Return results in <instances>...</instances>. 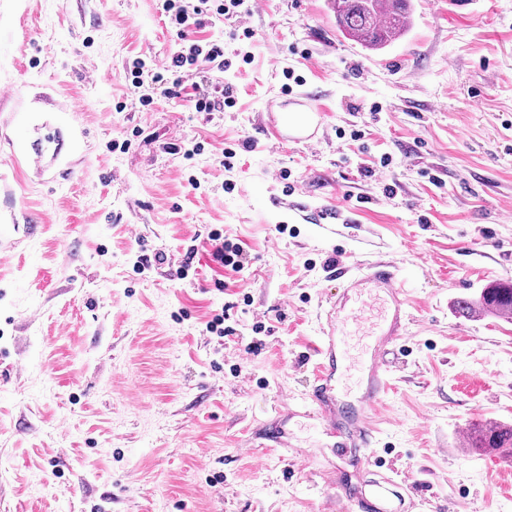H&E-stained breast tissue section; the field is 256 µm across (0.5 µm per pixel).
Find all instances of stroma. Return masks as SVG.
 I'll return each instance as SVG.
<instances>
[{
    "mask_svg": "<svg viewBox=\"0 0 512 512\" xmlns=\"http://www.w3.org/2000/svg\"><path fill=\"white\" fill-rule=\"evenodd\" d=\"M456 2L411 0L407 34L369 52L328 0H268L203 32L253 57L223 73L235 107L158 93L146 112L124 65L171 53L157 0H0V86H32V121L74 167L60 186L30 175L37 234L0 220L19 242L0 255V512H338L336 439L288 406L310 390L335 268L392 257L411 316L374 459L433 512H512V466L458 449L464 423H512V318L456 309L512 280V0ZM286 68L326 114L319 143L267 138ZM73 102L78 143L58 120ZM277 198L348 221L292 223ZM215 228L244 274L213 262ZM219 310L222 338L205 331Z\"/></svg>",
    "mask_w": 512,
    "mask_h": 512,
    "instance_id": "1",
    "label": "stroma"
}]
</instances>
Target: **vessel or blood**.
<instances>
[{
  "instance_id": "vessel-or-blood-1",
  "label": "vessel or blood",
  "mask_w": 512,
  "mask_h": 512,
  "mask_svg": "<svg viewBox=\"0 0 512 512\" xmlns=\"http://www.w3.org/2000/svg\"><path fill=\"white\" fill-rule=\"evenodd\" d=\"M53 142L54 136L49 132L36 145L24 136L9 140V152L0 165L7 168L16 182L32 168L38 169L49 182L69 179L72 168L44 161ZM400 265V259L391 258L344 272L340 293L327 298L324 308L325 321L315 349L319 363L304 409L320 416L325 430L336 435L338 447L354 449L357 466L370 474L360 490L337 485L336 498L342 504L341 512H409L416 503V487L406 475L395 468L386 474L372 470L375 444L372 416L389 391L392 358L406 334L410 318ZM365 295L379 305L375 318H365L361 311L349 306L351 300ZM352 323L363 325L370 341L362 363L364 393L357 404L346 405L336 397V383L348 367L346 338Z\"/></svg>"
}]
</instances>
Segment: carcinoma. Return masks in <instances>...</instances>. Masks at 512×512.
<instances>
[{"mask_svg": "<svg viewBox=\"0 0 512 512\" xmlns=\"http://www.w3.org/2000/svg\"><path fill=\"white\" fill-rule=\"evenodd\" d=\"M336 15V27L363 48L380 51L403 37L410 28V0H330ZM457 310L473 314L490 311L499 316L512 315V282L491 283L473 300L460 299ZM472 448L497 452L512 458V426L496 424L474 427Z\"/></svg>", "mask_w": 512, "mask_h": 512, "instance_id": "1", "label": "carcinoma"}]
</instances>
